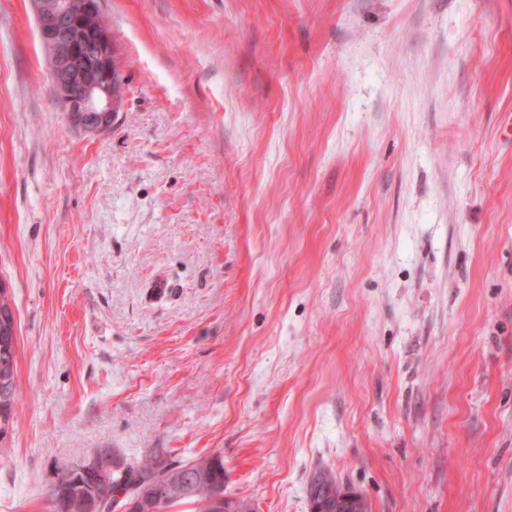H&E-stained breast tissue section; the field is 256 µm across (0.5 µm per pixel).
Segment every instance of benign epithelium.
Instances as JSON below:
<instances>
[{"mask_svg": "<svg viewBox=\"0 0 512 512\" xmlns=\"http://www.w3.org/2000/svg\"><path fill=\"white\" fill-rule=\"evenodd\" d=\"M36 29L49 63L56 102L69 123L84 132H104L121 98L110 28L101 0H31ZM117 471L104 457L71 464L67 478L91 474L112 487Z\"/></svg>", "mask_w": 512, "mask_h": 512, "instance_id": "benign-epithelium-1", "label": "benign epithelium"}]
</instances>
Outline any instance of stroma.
<instances>
[{
    "label": "stroma",
    "instance_id": "stroma-1",
    "mask_svg": "<svg viewBox=\"0 0 512 512\" xmlns=\"http://www.w3.org/2000/svg\"><path fill=\"white\" fill-rule=\"evenodd\" d=\"M112 126L0 0V512L99 455L217 454L308 512H512V0H103ZM13 336V348L3 354L0 346V436L7 434L13 416V407L15 402V376L17 369V339ZM2 384H7L6 389ZM357 496H361L362 502L363 499L365 500V506L367 507L365 512H370V507L365 497L352 488L336 481V477L331 473L322 471L314 475L308 492V499L314 498L321 507L325 508L323 512H361L360 510L348 507H341L337 511L331 510L336 509V502ZM329 504H331V507H328Z\"/></svg>",
    "mask_w": 512,
    "mask_h": 512
}]
</instances>
